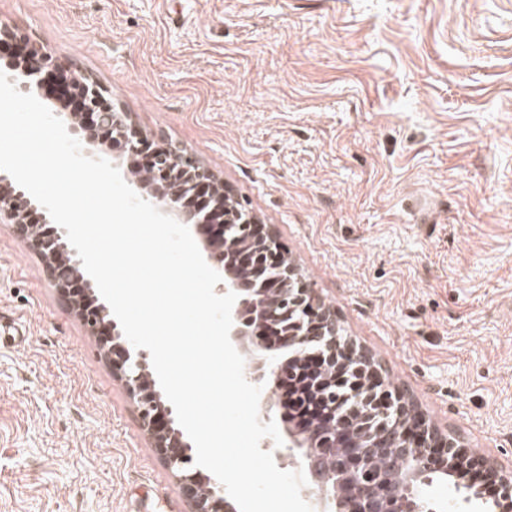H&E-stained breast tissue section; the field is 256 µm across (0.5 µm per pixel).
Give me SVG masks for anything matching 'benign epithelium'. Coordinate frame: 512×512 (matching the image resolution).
Listing matches in <instances>:
<instances>
[{
  "instance_id": "1",
  "label": "benign epithelium",
  "mask_w": 512,
  "mask_h": 512,
  "mask_svg": "<svg viewBox=\"0 0 512 512\" xmlns=\"http://www.w3.org/2000/svg\"><path fill=\"white\" fill-rule=\"evenodd\" d=\"M52 56L32 51L18 67L0 66L19 91L27 77L56 99L66 88L55 75ZM79 111L70 113L69 132L94 153L95 133L112 136L130 155L145 158L156 192L134 191L203 241L206 262L221 276L218 294H237L230 338L257 340L266 357L246 374L263 385L266 402L284 390L283 404L298 420L288 432V456L302 466L321 505L319 512H445L422 494L434 479H455L462 502L489 512H512V470L504 471L440 431L416 410L414 401L388 379L372 353L342 335L336 312L310 288L297 267L283 265L273 227L239 206L215 197L213 174L176 147L152 150L143 133L128 123L94 84L77 78ZM40 204L5 171H0V223L14 225L44 257L48 279L61 298L100 337L112 375L124 382L140 426L176 478L177 494L191 512H238L214 477L209 494L200 475L189 470L192 446L175 427L174 408L152 377L147 351L125 337L107 302L97 295L66 230L43 213L45 223L25 215Z\"/></svg>"
}]
</instances>
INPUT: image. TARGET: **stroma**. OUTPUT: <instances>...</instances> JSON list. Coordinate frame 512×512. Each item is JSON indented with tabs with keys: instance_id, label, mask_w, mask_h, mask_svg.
Listing matches in <instances>:
<instances>
[{
	"instance_id": "1",
	"label": "stroma",
	"mask_w": 512,
	"mask_h": 512,
	"mask_svg": "<svg viewBox=\"0 0 512 512\" xmlns=\"http://www.w3.org/2000/svg\"><path fill=\"white\" fill-rule=\"evenodd\" d=\"M272 225L442 431L512 464V0H0ZM0 512H190L88 326L0 223Z\"/></svg>"
}]
</instances>
